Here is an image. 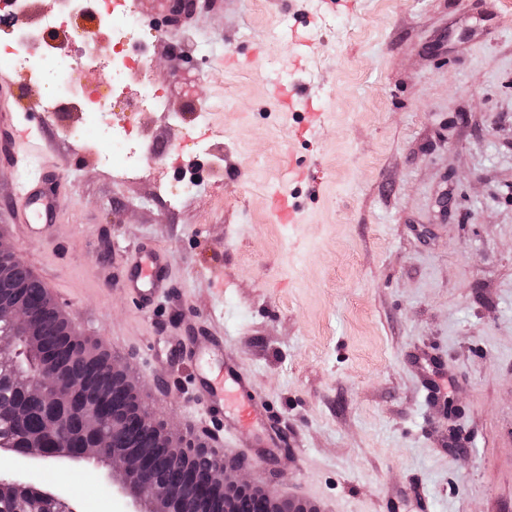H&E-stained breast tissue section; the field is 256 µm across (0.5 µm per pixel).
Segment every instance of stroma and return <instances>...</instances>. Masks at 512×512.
<instances>
[{"instance_id": "stroma-1", "label": "stroma", "mask_w": 512, "mask_h": 512, "mask_svg": "<svg viewBox=\"0 0 512 512\" xmlns=\"http://www.w3.org/2000/svg\"><path fill=\"white\" fill-rule=\"evenodd\" d=\"M167 110L128 112L141 172L105 165L51 114L33 145L61 185L52 237L9 210L24 167L0 152V229L81 336L125 359L156 410L211 430L193 370L170 347L217 331L277 407L282 442L255 448L267 486L318 512H512V0H346L295 59L286 0H135ZM60 0H27L0 48L69 47L97 13L46 35ZM203 32L218 54L182 47ZM326 112L300 134L291 86ZM317 194L298 223L267 192L300 156ZM149 240L171 257L155 309L122 288Z\"/></svg>"}]
</instances>
